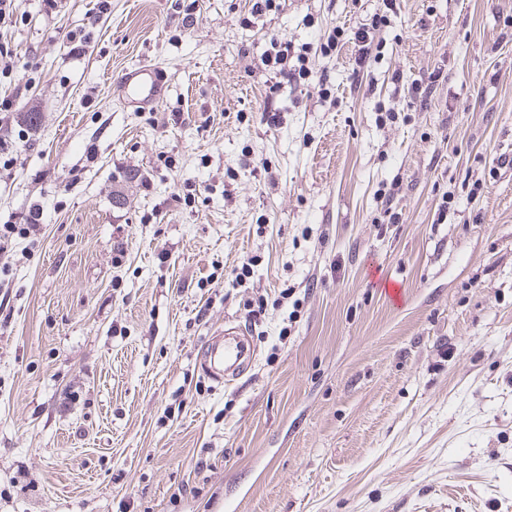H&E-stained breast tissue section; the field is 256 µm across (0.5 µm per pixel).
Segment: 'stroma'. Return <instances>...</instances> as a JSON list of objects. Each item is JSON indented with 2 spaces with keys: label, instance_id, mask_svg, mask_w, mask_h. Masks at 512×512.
<instances>
[{
  "label": "stroma",
  "instance_id": "obj_1",
  "mask_svg": "<svg viewBox=\"0 0 512 512\" xmlns=\"http://www.w3.org/2000/svg\"><path fill=\"white\" fill-rule=\"evenodd\" d=\"M278 2L0 29V225L42 210L0 274V512H512V0H396L364 67L381 0ZM275 37L307 76L264 69ZM228 326L253 356L218 383ZM162 68L153 64H142L125 72L121 81L126 98L150 103L159 96L163 86ZM224 361L231 362L234 367L231 377L228 375L226 382L237 378L240 372L249 364L246 362L244 352L239 344L225 342L224 345L211 342L203 360V369L213 380L224 381Z\"/></svg>",
  "mask_w": 512,
  "mask_h": 512
}]
</instances>
